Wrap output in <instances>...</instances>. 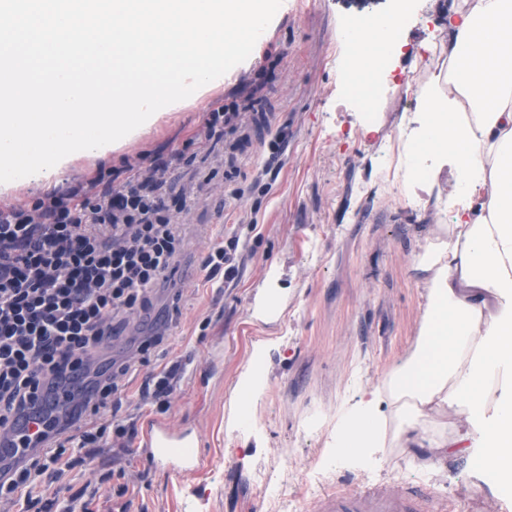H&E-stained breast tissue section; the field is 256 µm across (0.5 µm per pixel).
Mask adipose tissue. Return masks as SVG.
<instances>
[{
	"label": "adipose tissue",
	"mask_w": 512,
	"mask_h": 512,
	"mask_svg": "<svg viewBox=\"0 0 512 512\" xmlns=\"http://www.w3.org/2000/svg\"><path fill=\"white\" fill-rule=\"evenodd\" d=\"M446 73L420 92L418 145L455 177V216L417 260L429 300L407 356L336 411L328 457L368 461L422 448V464L480 458L512 490V0H464L448 14ZM262 349L238 377L227 426L263 390ZM463 418L465 430L440 420Z\"/></svg>",
	"instance_id": "obj_1"
}]
</instances>
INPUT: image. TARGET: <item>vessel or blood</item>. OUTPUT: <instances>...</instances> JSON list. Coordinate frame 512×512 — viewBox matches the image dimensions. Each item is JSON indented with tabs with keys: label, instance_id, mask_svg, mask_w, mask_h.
<instances>
[{
	"label": "vessel or blood",
	"instance_id": "obj_1",
	"mask_svg": "<svg viewBox=\"0 0 512 512\" xmlns=\"http://www.w3.org/2000/svg\"><path fill=\"white\" fill-rule=\"evenodd\" d=\"M29 418L0 430V445L7 449L9 468H0V477L10 469L25 467L33 458L45 455L68 436L72 428L62 420L47 418L40 410L41 396H34ZM198 436L183 425L175 426L161 418L146 420L140 431L138 446L154 471L179 480L198 471ZM434 492L421 484L402 487L384 484L361 485L350 493L329 486L316 496L311 512H440Z\"/></svg>",
	"mask_w": 512,
	"mask_h": 512
}]
</instances>
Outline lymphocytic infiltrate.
<instances>
[{"label":"lymphocytic infiltrate","mask_w":512,"mask_h":512,"mask_svg":"<svg viewBox=\"0 0 512 512\" xmlns=\"http://www.w3.org/2000/svg\"><path fill=\"white\" fill-rule=\"evenodd\" d=\"M242 113L207 110L190 142L208 153L242 125ZM173 157L125 159L121 171L98 172L33 200L0 208V429L42 392V408L56 413L59 386L85 380L89 391L67 407L66 417L97 416L90 430L69 435L53 453L33 459L0 483V512H93L96 449L127 447L133 424L118 419L131 361L111 372L78 376L93 353L111 343L116 325L144 310L148 294L167 279L181 238L163 188ZM239 234L207 246L202 268L226 285L240 275ZM82 480L79 492L44 498L45 481Z\"/></svg>","instance_id":"f902f5d3"}]
</instances>
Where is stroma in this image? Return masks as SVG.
<instances>
[{"mask_svg": "<svg viewBox=\"0 0 512 512\" xmlns=\"http://www.w3.org/2000/svg\"><path fill=\"white\" fill-rule=\"evenodd\" d=\"M455 0H414L402 25L396 73L414 71L429 43L448 40L444 16ZM393 0H282L262 46L263 63L231 69L218 94L161 120L134 153L184 150L202 114L212 106L247 113L238 150L216 146L206 162L175 164L171 196L183 197L178 278L182 296L151 291L142 334L161 320L165 344L151 351L124 392L123 413L157 417L137 408L145 375L189 357L195 380L178 386L168 418L189 416L200 430V470L183 480L153 477L134 448L95 452L98 473L109 474L98 494L99 512H175L194 503L199 512H269L255 473L271 477L283 512H307L330 484H423L448 498L455 512H512V492L490 490L489 473L470 459L419 466L402 448L385 449L360 467L326 460L330 427L311 426L353 404L377 385L415 340L428 302L426 274L415 261L443 223L430 203L431 188L416 185L418 204L382 185L371 165L420 111L418 96L394 83L372 104L375 131L348 88L354 67L344 33L353 18L391 12ZM288 133L278 175L261 176L267 129ZM241 191L233 200L231 191ZM256 211L258 228L234 287L215 288L199 271V246L222 242L242 217ZM269 291L283 305L273 319L254 316L251 300ZM207 328H200L202 318ZM222 343L217 366L208 349ZM264 348V388L246 429L225 426V403L256 348Z\"/></svg>", "mask_w": 512, "mask_h": 512, "instance_id": "35a3bbf8", "label": "stroma"}]
</instances>
